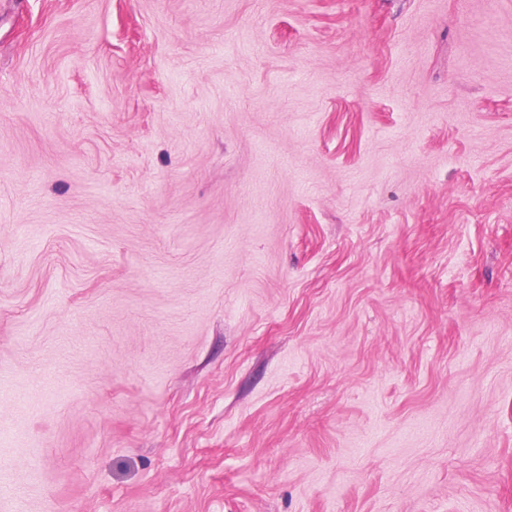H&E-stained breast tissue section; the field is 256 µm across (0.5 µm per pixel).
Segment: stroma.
Returning <instances> with one entry per match:
<instances>
[{"instance_id":"obj_1","label":"stroma","mask_w":512,"mask_h":512,"mask_svg":"<svg viewBox=\"0 0 512 512\" xmlns=\"http://www.w3.org/2000/svg\"><path fill=\"white\" fill-rule=\"evenodd\" d=\"M512 512V0H0V512Z\"/></svg>"}]
</instances>
